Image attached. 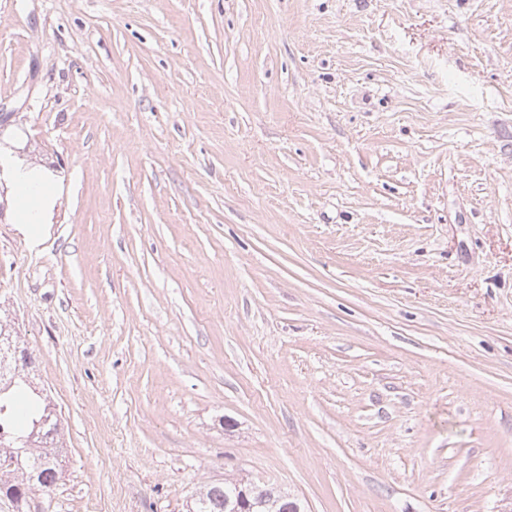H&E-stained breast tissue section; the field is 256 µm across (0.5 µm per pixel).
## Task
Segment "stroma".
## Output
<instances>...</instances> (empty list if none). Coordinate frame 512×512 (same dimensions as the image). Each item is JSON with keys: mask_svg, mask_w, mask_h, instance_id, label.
Returning <instances> with one entry per match:
<instances>
[{"mask_svg": "<svg viewBox=\"0 0 512 512\" xmlns=\"http://www.w3.org/2000/svg\"><path fill=\"white\" fill-rule=\"evenodd\" d=\"M0 113L25 512H512V0H0ZM6 179L15 189V221L32 242L40 239L58 196L54 181L41 169L4 161ZM14 328L0 321V495L22 511L34 490L48 491L61 478L64 445L60 420L29 371L9 351ZM231 484L236 486V496L234 500L227 501L224 506L225 494ZM262 484L263 486L254 483L206 484L199 490L194 500V512H251L254 501H267L273 506L269 511H276V506L280 502L279 508L288 506L289 512L301 511L290 494L281 491L278 487ZM285 499L288 500L283 501Z\"/></svg>", "mask_w": 512, "mask_h": 512, "instance_id": "35a3bbf8", "label": "stroma"}]
</instances>
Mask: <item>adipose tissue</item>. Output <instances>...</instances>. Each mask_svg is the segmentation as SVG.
Returning a JSON list of instances; mask_svg holds the SVG:
<instances>
[{
  "mask_svg": "<svg viewBox=\"0 0 512 512\" xmlns=\"http://www.w3.org/2000/svg\"><path fill=\"white\" fill-rule=\"evenodd\" d=\"M15 189V221L30 241H38L58 196L54 181L43 171L21 163H5L0 168Z\"/></svg>",
  "mask_w": 512,
  "mask_h": 512,
  "instance_id": "obj_1",
  "label": "adipose tissue"
}]
</instances>
